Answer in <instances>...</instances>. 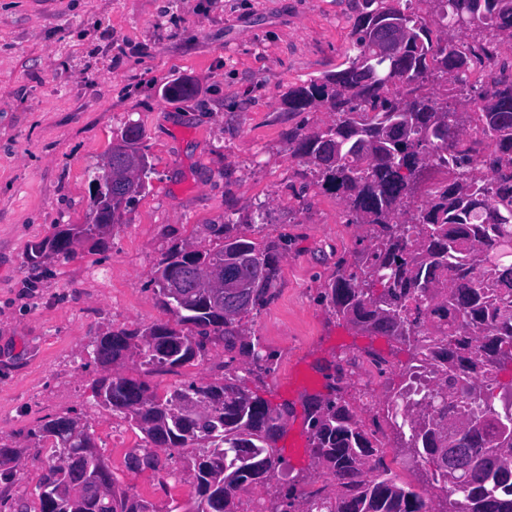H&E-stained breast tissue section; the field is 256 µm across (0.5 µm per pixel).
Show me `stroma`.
I'll list each match as a JSON object with an SVG mask.
<instances>
[{"label": "stroma", "mask_w": 512, "mask_h": 512, "mask_svg": "<svg viewBox=\"0 0 512 512\" xmlns=\"http://www.w3.org/2000/svg\"><path fill=\"white\" fill-rule=\"evenodd\" d=\"M357 14V0H0V447L18 453L0 467V512L15 502L37 512L52 450L36 431L57 416L79 418L117 487L155 512L193 496L184 451H161L160 472L128 468L145 438L94 399L104 370L93 345L163 319L157 263L176 246L209 249L212 225L230 221L283 246L273 297L247 323L277 364L267 375L235 366L244 389L292 403L277 445L302 488L319 478L304 431L307 396L328 393L316 365L370 345L407 360L329 312L324 289L364 230L288 149L289 131L332 119L321 107L288 111L289 89L340 70ZM175 80L194 84L195 96L165 97ZM132 121L152 165L136 204L74 256L32 261L57 226L91 220L93 180ZM227 359L214 338L171 371L135 357L117 370L161 392L215 381Z\"/></svg>", "instance_id": "obj_1"}]
</instances>
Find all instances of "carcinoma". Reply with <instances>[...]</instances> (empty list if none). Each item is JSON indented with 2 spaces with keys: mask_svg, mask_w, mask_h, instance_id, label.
<instances>
[{
  "mask_svg": "<svg viewBox=\"0 0 512 512\" xmlns=\"http://www.w3.org/2000/svg\"><path fill=\"white\" fill-rule=\"evenodd\" d=\"M361 0L346 67L288 90V111L319 105L334 119L324 128L288 135L292 157L313 167L317 185L341 199L351 224L374 227L370 245L341 262L323 293L336 320L356 332L407 348L399 391L418 374L426 391L396 426L399 447L413 463L431 462L443 482L438 503L401 481L380 460L381 449L341 394L340 362L316 367L334 395L305 404L307 448L328 476L318 498L288 483L267 512H512V408L500 375L512 367V67L479 87L467 72L489 52L512 48V0ZM402 26L395 57L380 52L377 32ZM145 189L142 177L112 189V212H100L84 236L104 235ZM208 252L179 247L158 262L154 283L166 320L98 339L94 361L107 368L137 354L153 368H180L200 355L211 336L224 339L260 372L275 355L252 338L243 318L266 306L279 276L280 243L247 239L233 224L216 229ZM79 227L64 224L34 247L73 253ZM224 271L258 279L245 304L234 295L217 303L219 288L199 286L169 304L167 271ZM99 404L124 415L147 439L134 469L164 467L158 450H195V489L181 512H241L238 491L265 487L283 464L268 448L283 434L291 406L243 390L224 363L218 382L191 381L162 395L122 374L92 384ZM464 433L448 447V424ZM54 455L41 474L38 512H153L150 502L118 494L94 453L88 428L72 417L40 426ZM450 448L444 452V448Z\"/></svg>",
  "mask_w": 512,
  "mask_h": 512,
  "instance_id": "cac0c4a2",
  "label": "carcinoma"
}]
</instances>
